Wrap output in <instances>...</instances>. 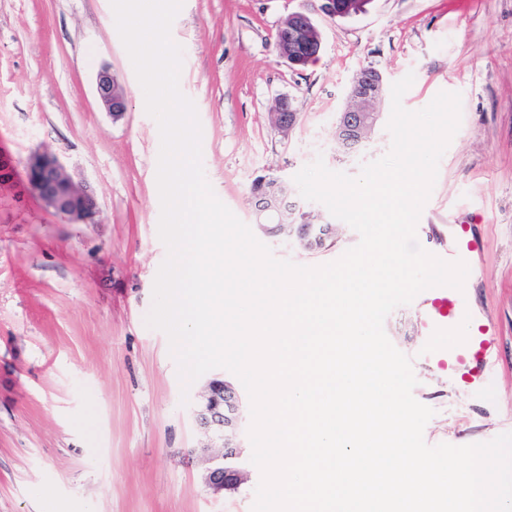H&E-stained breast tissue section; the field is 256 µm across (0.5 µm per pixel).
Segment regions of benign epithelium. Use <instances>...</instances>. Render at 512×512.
<instances>
[{"instance_id":"1","label":"benign epithelium","mask_w":512,"mask_h":512,"mask_svg":"<svg viewBox=\"0 0 512 512\" xmlns=\"http://www.w3.org/2000/svg\"><path fill=\"white\" fill-rule=\"evenodd\" d=\"M321 10L329 16L354 14L351 5L339 0H321ZM322 38L312 18L304 12L288 15L279 26L275 51L294 70L307 66L319 55ZM383 73L375 68L362 70L351 82L349 104L336 120V142L347 152L361 147L378 125L381 113L373 105L382 97ZM98 96L112 117L126 113L127 101L117 78L103 67L97 75ZM271 126L284 138H289L299 120L293 98H277L274 111L269 113ZM27 181L30 188L56 214L73 224H91L97 203L87 189L78 188L66 173L58 158L47 151L36 150L28 158ZM251 202L259 229L273 237H281L315 251L333 245V225L313 222L308 215H297L296 204L289 201L288 185L267 176L256 177L251 184ZM244 398L238 387L226 379L208 383L202 400L193 411L198 430L218 444L204 475L205 486L214 495L232 491L249 479L244 463L241 439Z\"/></svg>"}]
</instances>
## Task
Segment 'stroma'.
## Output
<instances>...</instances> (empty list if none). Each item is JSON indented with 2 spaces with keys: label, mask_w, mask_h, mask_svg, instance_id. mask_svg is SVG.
I'll return each instance as SVG.
<instances>
[{
  "label": "stroma",
  "mask_w": 512,
  "mask_h": 512,
  "mask_svg": "<svg viewBox=\"0 0 512 512\" xmlns=\"http://www.w3.org/2000/svg\"><path fill=\"white\" fill-rule=\"evenodd\" d=\"M320 29L317 61L296 71L274 52L288 14ZM170 36L182 48L179 86L197 110L202 165L215 195L254 225L253 179L292 183L316 157L359 175L390 148L378 126L357 151L336 146V119L365 67L417 111L442 91L462 96L461 123L440 159L423 224H479L486 249L465 284L499 327L494 384L461 395L431 365L413 366L417 401L434 411L429 445L485 443L512 432V0H369L330 17L319 0H184ZM110 67L128 108L113 120L97 93ZM300 112L290 138L270 125L276 98ZM55 154L98 202L94 223L70 224L25 187L32 152ZM160 133L118 33L111 0H0V512H43L35 488L94 512H251L261 473L237 492L203 483L205 436L188 405L217 368L182 391L166 334L148 328L168 255L158 228ZM273 255L302 266L339 258L359 241L305 252L259 234ZM402 353L420 346L408 306L385 320Z\"/></svg>",
  "instance_id": "35a3bbf8"
}]
</instances>
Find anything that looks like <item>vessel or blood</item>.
<instances>
[{"label": "vessel or blood", "instance_id": "vessel-or-blood-1", "mask_svg": "<svg viewBox=\"0 0 512 512\" xmlns=\"http://www.w3.org/2000/svg\"><path fill=\"white\" fill-rule=\"evenodd\" d=\"M485 249L480 232L469 224H452L439 236L436 256L474 265ZM417 313L420 357L450 377L454 390L471 393L486 388L493 376L496 330L479 322L469 291L438 286L412 302Z\"/></svg>", "mask_w": 512, "mask_h": 512}]
</instances>
